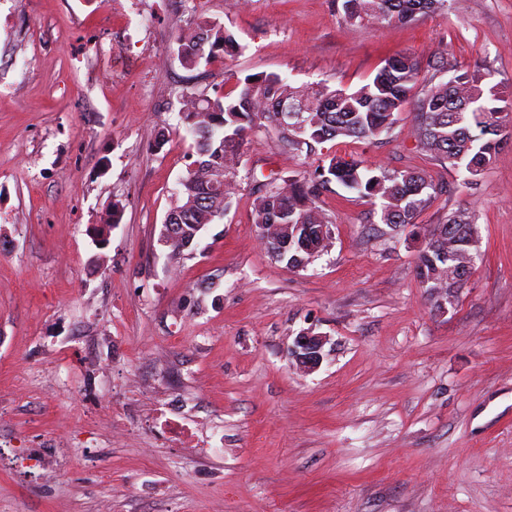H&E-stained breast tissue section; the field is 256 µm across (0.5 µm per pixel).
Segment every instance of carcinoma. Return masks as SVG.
Here are the masks:
<instances>
[{
  "mask_svg": "<svg viewBox=\"0 0 512 512\" xmlns=\"http://www.w3.org/2000/svg\"><path fill=\"white\" fill-rule=\"evenodd\" d=\"M444 2L343 0L342 9L347 21L377 30L393 21H418L439 11ZM175 43L178 60L189 69L237 48L219 22L181 30ZM284 103L297 107L299 126L284 123ZM410 106V136L418 153L464 171V185L472 186L499 149L503 122L512 113V96L489 84L479 70L456 69L446 82L426 79L418 60L404 54L386 59L368 83L353 91L326 84L295 85L279 74L256 73L236 79L232 92L214 97L182 94L179 119L192 139L194 160L177 191L180 199L162 224L161 237L179 254L207 225L224 219L236 195L235 169L248 135L263 126L273 130L288 151L311 161L310 170L299 178L271 173L259 181L256 225L272 258L297 268L301 261L310 263L328 250L333 219L323 197L335 184L359 198L379 201L382 223L415 224L436 191L425 170L389 172L324 152L329 140L372 141L389 135L399 114ZM170 224L181 228L171 235ZM428 236L416 275L430 295L448 302L473 270L472 256L479 244L475 217L468 211L454 212Z\"/></svg>",
  "mask_w": 512,
  "mask_h": 512,
  "instance_id": "carcinoma-1",
  "label": "carcinoma"
}]
</instances>
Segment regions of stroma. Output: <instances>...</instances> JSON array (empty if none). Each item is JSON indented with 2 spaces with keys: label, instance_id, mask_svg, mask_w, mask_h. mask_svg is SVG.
Wrapping results in <instances>:
<instances>
[{
  "label": "stroma",
  "instance_id": "35a3bbf8",
  "mask_svg": "<svg viewBox=\"0 0 512 512\" xmlns=\"http://www.w3.org/2000/svg\"><path fill=\"white\" fill-rule=\"evenodd\" d=\"M186 3L0 0V445L64 472L0 469V512H512V130L473 189L416 151L408 111L379 141L325 145L423 168L437 193L418 226L476 210L473 272L442 307L416 277L423 236L342 188L328 252L272 259L255 180L307 164L262 129L197 249L160 238L190 162L179 93L262 72L352 90L407 53L423 76L446 61L512 94V0L374 31L336 0ZM201 18L241 51L189 70L174 38ZM307 329L328 338L311 373L287 355ZM132 372L150 391L128 392Z\"/></svg>",
  "mask_w": 512,
  "mask_h": 512
}]
</instances>
